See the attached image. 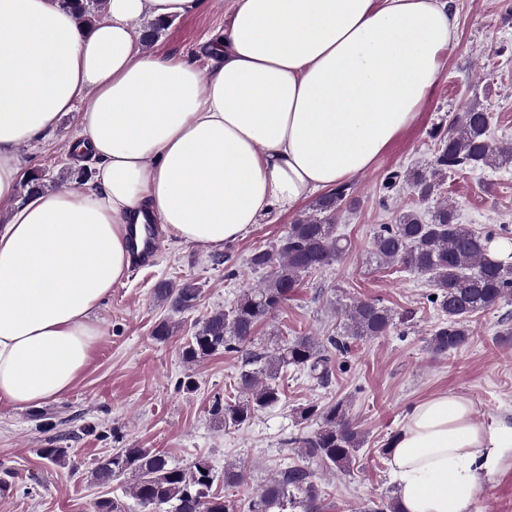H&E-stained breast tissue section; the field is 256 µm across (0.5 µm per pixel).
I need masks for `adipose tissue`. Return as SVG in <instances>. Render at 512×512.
Wrapping results in <instances>:
<instances>
[{
  "mask_svg": "<svg viewBox=\"0 0 512 512\" xmlns=\"http://www.w3.org/2000/svg\"><path fill=\"white\" fill-rule=\"evenodd\" d=\"M204 0H107L79 26L62 0H0V401L70 391L98 312L153 219L210 249L367 170L413 125L456 42L453 0H231L193 59L143 52L144 20ZM77 111L86 188L22 192L17 147ZM512 462V418L446 392L414 404L387 465L401 512H478Z\"/></svg>",
  "mask_w": 512,
  "mask_h": 512,
  "instance_id": "adipose-tissue-1",
  "label": "adipose tissue"
}]
</instances>
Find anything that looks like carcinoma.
Listing matches in <instances>:
<instances>
[{
	"instance_id": "obj_1",
	"label": "carcinoma",
	"mask_w": 512,
	"mask_h": 512,
	"mask_svg": "<svg viewBox=\"0 0 512 512\" xmlns=\"http://www.w3.org/2000/svg\"><path fill=\"white\" fill-rule=\"evenodd\" d=\"M86 24L95 21L92 9H105L107 0H63ZM491 117L478 104L469 106L444 133L433 134L436 148L425 169L391 172L384 183L390 192L401 183L425 199L443 184L448 174L464 169L496 170L512 165V145L494 144L489 136ZM349 187L337 186L319 197L312 214L288 225L277 242L250 257L256 269H269L263 284L242 292L224 311L207 316L187 338L182 357L188 363L224 353L243 352L237 379L240 395L234 402L215 401L213 415L224 429H239L283 400L278 382L282 373L302 371L322 385L328 384L336 353L348 344L386 335L394 326L391 309L376 301H357L345 307L343 333L319 338L280 339L270 351H242L253 341L258 325L288 301L304 277L338 262L350 241L336 233V213L349 201ZM496 238L491 231L477 232L458 223L455 211L443 202L427 219L413 211L401 212L393 224H381L370 242V255L380 262L429 277L435 288L426 296L438 315L428 338L430 349L445 355L469 343L470 318L498 303L512 301V262L489 256ZM163 303L180 311L197 307L201 290L192 282L155 291ZM300 420H314L312 433L294 439L302 457L320 462L335 472L350 471L362 436L349 417V405L338 400L298 408ZM247 465L224 466V487L245 482ZM93 476L100 485L124 478L137 512H322L323 496L315 474L303 464L283 466L272 481L243 501L231 493H214L218 475L200 460L190 468L170 462L153 448H120L98 460ZM359 512H400L397 498L382 495L362 504Z\"/></svg>"
}]
</instances>
